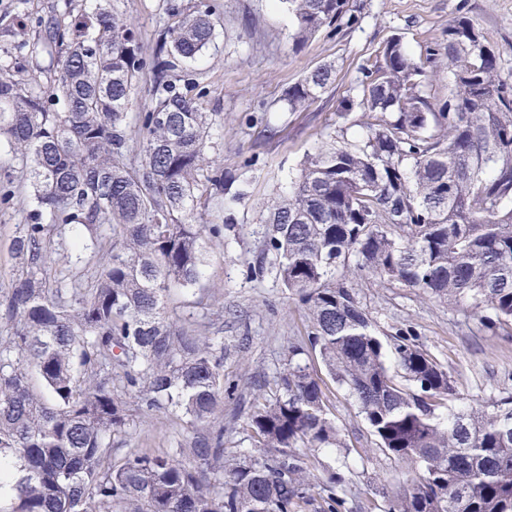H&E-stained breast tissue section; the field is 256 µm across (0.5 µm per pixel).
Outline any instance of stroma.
Returning <instances> with one entry per match:
<instances>
[{
  "instance_id": "obj_1",
  "label": "stroma",
  "mask_w": 512,
  "mask_h": 512,
  "mask_svg": "<svg viewBox=\"0 0 512 512\" xmlns=\"http://www.w3.org/2000/svg\"><path fill=\"white\" fill-rule=\"evenodd\" d=\"M359 21L339 33H320L300 50L288 41L291 21L272 0H217L220 36L215 48L197 62L208 90L207 111L218 113L223 138L218 150L225 169L238 175L233 191V226L220 239L206 241L197 294L221 292L224 301V379L235 390L224 401V422H241L264 378L272 377L288 353V343L304 335L303 309L282 293L273 276L253 278L249 263L259 247L257 222L261 203L288 184L304 156L339 121L343 100L356 93L360 68L391 36H401L412 57L444 44L456 17L472 20L500 56V73L512 83V0H357ZM144 49H151L164 17L163 0H119ZM332 62L336 77L330 89L298 112H282L284 91L316 66ZM11 175L15 197L0 205V290L21 266L9 249L30 205L22 163L0 152V177ZM379 334L399 325L412 327L421 345L442 363L456 393L449 408L485 405L512 394V336L485 332L477 317L457 307L429 301L412 288H362ZM331 419L345 434L352 454L343 449L319 454L317 475L328 469L343 474L345 505L340 512H378L395 494L406 463L381 455L361 461L369 447L367 425L344 388L330 384ZM186 433L172 412L136 420L125 445L162 451L184 443Z\"/></svg>"
}]
</instances>
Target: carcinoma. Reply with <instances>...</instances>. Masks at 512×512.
Listing matches in <instances>:
<instances>
[{"instance_id":"cac0c4a2","label":"carcinoma","mask_w":512,"mask_h":512,"mask_svg":"<svg viewBox=\"0 0 512 512\" xmlns=\"http://www.w3.org/2000/svg\"><path fill=\"white\" fill-rule=\"evenodd\" d=\"M117 0L71 3L24 23L0 64V148L19 158L32 190L12 250L23 261L0 292V512H295L320 499L337 512L344 476L312 473L316 454L348 448L328 417L318 354L347 389L376 451L415 463L383 512H512V395L442 414L453 381L407 326L378 335L354 279L465 303L480 324L512 330V85L467 17L448 45L419 61L399 37L361 67L359 138L329 132L288 191L260 211L252 274H274L303 308L306 335L258 389L242 430L251 448L224 447V342L208 318L168 315L170 293L197 284L203 239L224 206L217 113L203 107L193 63L216 40L215 0L166 8L150 56ZM293 48L358 22L354 0H278ZM44 52L50 76L23 53ZM453 71L442 109L429 74ZM325 63L280 99L297 112L324 94ZM148 97H132L143 79ZM56 238L47 236L48 227ZM75 229L90 243L65 242ZM91 249L95 275H70ZM181 413L178 448H117L140 416Z\"/></svg>"}]
</instances>
